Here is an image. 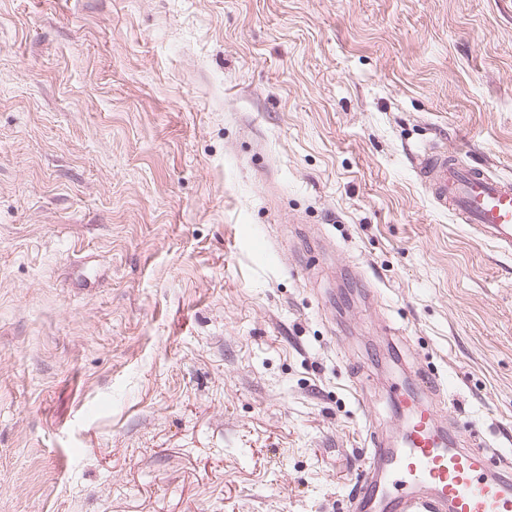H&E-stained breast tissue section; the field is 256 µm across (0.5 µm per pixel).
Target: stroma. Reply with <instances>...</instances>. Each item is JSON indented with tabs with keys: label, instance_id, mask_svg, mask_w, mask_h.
<instances>
[{
	"label": "stroma",
	"instance_id": "stroma-1",
	"mask_svg": "<svg viewBox=\"0 0 512 512\" xmlns=\"http://www.w3.org/2000/svg\"><path fill=\"white\" fill-rule=\"evenodd\" d=\"M512 0H0V512H348L388 393L512 459ZM414 170L431 203L512 253V179L465 165L454 152L429 147L413 155Z\"/></svg>",
	"mask_w": 512,
	"mask_h": 512
}]
</instances>
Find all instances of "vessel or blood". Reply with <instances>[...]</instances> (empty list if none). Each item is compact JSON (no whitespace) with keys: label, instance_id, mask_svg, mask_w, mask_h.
<instances>
[{"label":"vessel or blood","instance_id":"1","mask_svg":"<svg viewBox=\"0 0 512 512\" xmlns=\"http://www.w3.org/2000/svg\"><path fill=\"white\" fill-rule=\"evenodd\" d=\"M431 203L512 253V179L465 165L443 147L413 155ZM392 393L404 424L396 439L373 435L348 512H512V466L487 469L456 422L440 414V389L428 374Z\"/></svg>","mask_w":512,"mask_h":512}]
</instances>
